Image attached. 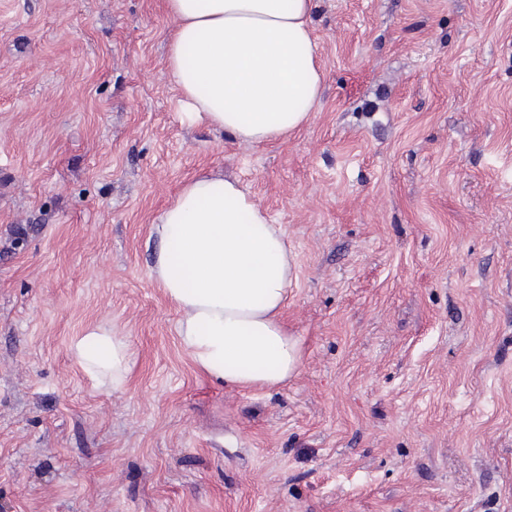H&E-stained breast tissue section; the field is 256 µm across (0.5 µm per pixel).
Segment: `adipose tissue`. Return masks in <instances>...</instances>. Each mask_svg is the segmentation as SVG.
Masks as SVG:
<instances>
[{"mask_svg": "<svg viewBox=\"0 0 512 512\" xmlns=\"http://www.w3.org/2000/svg\"><path fill=\"white\" fill-rule=\"evenodd\" d=\"M176 25L167 71L186 122L262 145L307 124L323 93L315 0H165ZM151 278L177 308L195 367L238 390L298 374L302 344L283 320L296 256L281 225L236 180L198 173L152 224ZM80 365L121 390L131 347L101 325L71 345Z\"/></svg>", "mask_w": 512, "mask_h": 512, "instance_id": "ef3b65f1", "label": "adipose tissue"}]
</instances>
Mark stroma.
<instances>
[{"instance_id":"35a3bbf8","label":"stroma","mask_w":512,"mask_h":512,"mask_svg":"<svg viewBox=\"0 0 512 512\" xmlns=\"http://www.w3.org/2000/svg\"><path fill=\"white\" fill-rule=\"evenodd\" d=\"M173 25L0 0V512H512V0H317L320 109L262 146L183 123ZM203 170L297 255L274 389L199 372L149 277ZM71 350L80 365L102 384L121 390L127 380L131 347L124 336H117L102 325L87 328L72 344Z\"/></svg>"}]
</instances>
